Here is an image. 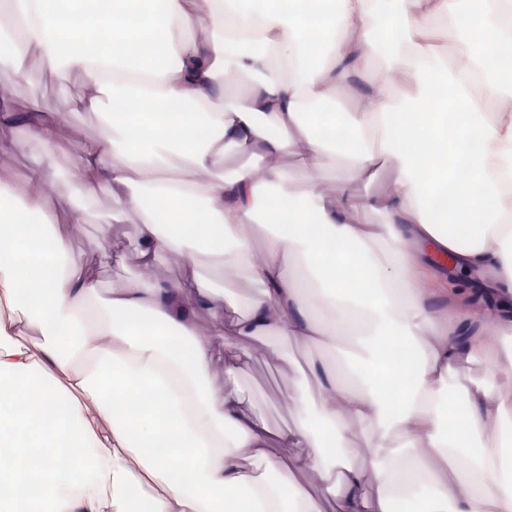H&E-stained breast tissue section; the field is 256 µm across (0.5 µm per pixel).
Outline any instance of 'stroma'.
<instances>
[{"label":"stroma","instance_id":"35a3bbf8","mask_svg":"<svg viewBox=\"0 0 512 512\" xmlns=\"http://www.w3.org/2000/svg\"><path fill=\"white\" fill-rule=\"evenodd\" d=\"M85 87L81 80L66 78L55 73L42 75L41 93L56 111L66 113L69 122L62 131L57 148L58 168L55 179L66 182L70 166L75 159L81 141L100 136L102 126L96 115L82 111L79 99ZM32 100L26 82L5 80L0 82V109L11 118L0 122V181L10 182L25 178L30 168L41 159L36 147L21 148L26 138V126L17 121L22 112L32 111ZM92 210L112 218V238L104 243L99 239L96 221L75 224L71 227L69 248L80 262H98L103 249L109 248L117 258L109 264H101L99 291L109 295L113 288L129 276L140 274L137 260L139 248V219L130 211L117 210L111 195L104 190L96 191ZM250 366L240 382L242 389L254 396L266 409L270 424L279 429L291 424L300 410L288 401V393L296 384L311 381V353L293 345L280 346L277 353H270L264 346L251 344Z\"/></svg>","mask_w":512,"mask_h":512}]
</instances>
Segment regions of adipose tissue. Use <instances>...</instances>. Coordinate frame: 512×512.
<instances>
[{
    "mask_svg": "<svg viewBox=\"0 0 512 512\" xmlns=\"http://www.w3.org/2000/svg\"><path fill=\"white\" fill-rule=\"evenodd\" d=\"M0 6L24 28L0 23L6 75L34 93L77 77L102 121L76 182L138 214L142 266L183 268L99 295L68 245L87 207L38 219L67 116L30 111L45 161L0 209V512H512V0ZM355 78L351 112L336 92ZM231 149L250 163L215 173ZM287 149L297 169L273 164ZM327 155L389 181L327 194ZM361 205L380 223H355ZM203 253L245 261L240 285L217 288ZM272 337L325 355L279 430L235 387L240 341Z\"/></svg>",
    "mask_w": 512,
    "mask_h": 512,
    "instance_id": "1",
    "label": "adipose tissue"
}]
</instances>
